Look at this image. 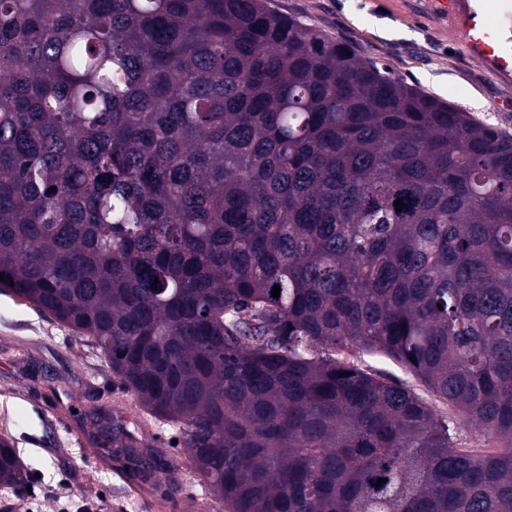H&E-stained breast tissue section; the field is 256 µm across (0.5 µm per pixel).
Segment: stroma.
Returning a JSON list of instances; mask_svg holds the SVG:
<instances>
[{
    "mask_svg": "<svg viewBox=\"0 0 512 512\" xmlns=\"http://www.w3.org/2000/svg\"><path fill=\"white\" fill-rule=\"evenodd\" d=\"M277 13L345 42L406 83L512 136V81L489 73L463 53L444 27L409 17L408 0H267ZM318 356L344 359L381 379L411 390L438 415L455 411L401 365L358 350L329 347ZM125 403L128 430L152 429L151 444L167 463L185 457L172 427L149 422L135 396L124 390L85 341L25 300L0 294V422L32 472L22 499L34 512H135L117 472L131 465L120 451L96 445L99 417L93 408ZM153 512H219L213 493L195 495L189 485L170 492L163 475L152 476Z\"/></svg>",
    "mask_w": 512,
    "mask_h": 512,
    "instance_id": "obj_1",
    "label": "stroma"
}]
</instances>
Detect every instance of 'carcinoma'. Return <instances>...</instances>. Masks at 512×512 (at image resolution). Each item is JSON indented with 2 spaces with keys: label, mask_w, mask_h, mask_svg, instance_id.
<instances>
[{
  "label": "carcinoma",
  "mask_w": 512,
  "mask_h": 512,
  "mask_svg": "<svg viewBox=\"0 0 512 512\" xmlns=\"http://www.w3.org/2000/svg\"><path fill=\"white\" fill-rule=\"evenodd\" d=\"M0 274L179 431L173 490L512 512V137L266 0H0ZM317 355L320 357H332L336 360L347 359L353 362L358 368L380 376L381 379L398 384L411 390L421 400L434 406V410L439 416L448 417L449 421H454L455 410L447 405L445 401L438 398L428 386L413 375L409 370L401 365L390 361L384 357L362 353L356 349L339 351L329 347H318ZM457 447L473 448L475 450H494L501 448L499 440L488 438L487 435H481L476 429L468 427L462 428L461 432L456 433Z\"/></svg>",
  "instance_id": "obj_1"
}]
</instances>
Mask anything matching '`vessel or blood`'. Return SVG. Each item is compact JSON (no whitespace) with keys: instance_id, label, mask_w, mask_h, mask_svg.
<instances>
[{"instance_id":"obj_1","label":"vessel or blood","mask_w":512,"mask_h":512,"mask_svg":"<svg viewBox=\"0 0 512 512\" xmlns=\"http://www.w3.org/2000/svg\"><path fill=\"white\" fill-rule=\"evenodd\" d=\"M410 14L419 22L437 21L469 57L512 78V0H411Z\"/></svg>"}]
</instances>
